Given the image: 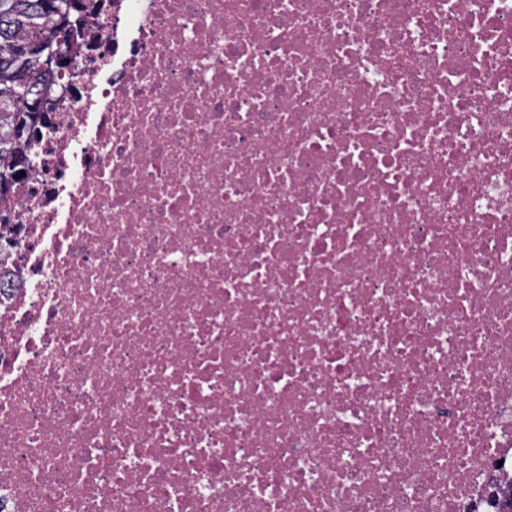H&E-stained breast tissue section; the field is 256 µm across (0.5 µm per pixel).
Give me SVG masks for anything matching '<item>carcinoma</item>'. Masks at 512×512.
Segmentation results:
<instances>
[{
  "mask_svg": "<svg viewBox=\"0 0 512 512\" xmlns=\"http://www.w3.org/2000/svg\"><path fill=\"white\" fill-rule=\"evenodd\" d=\"M56 0H0V203L11 193L19 176L14 163L25 145L39 133L46 112H31L19 97L26 87L30 97L47 101L45 95L56 81L58 69L45 65L35 44L50 46L65 59H74L77 37L85 24L82 0H63L71 5V17L80 23L67 26Z\"/></svg>",
  "mask_w": 512,
  "mask_h": 512,
  "instance_id": "obj_1",
  "label": "carcinoma"
}]
</instances>
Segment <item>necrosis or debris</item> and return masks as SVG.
Returning <instances> with one entry per match:
<instances>
[{"instance_id": "obj_1", "label": "necrosis or debris", "mask_w": 512, "mask_h": 512, "mask_svg": "<svg viewBox=\"0 0 512 512\" xmlns=\"http://www.w3.org/2000/svg\"><path fill=\"white\" fill-rule=\"evenodd\" d=\"M0 224V512H501L512 0H84Z\"/></svg>"}]
</instances>
